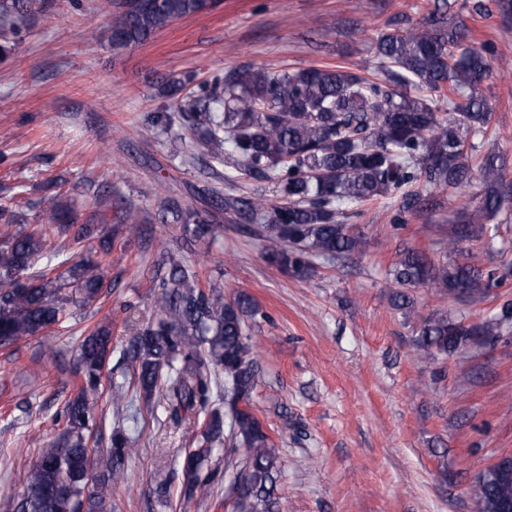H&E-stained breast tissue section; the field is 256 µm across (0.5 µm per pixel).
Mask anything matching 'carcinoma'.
Instances as JSON below:
<instances>
[{"instance_id": "cac0c4a2", "label": "carcinoma", "mask_w": 512, "mask_h": 512, "mask_svg": "<svg viewBox=\"0 0 512 512\" xmlns=\"http://www.w3.org/2000/svg\"><path fill=\"white\" fill-rule=\"evenodd\" d=\"M35 0H0V60L14 54L20 30ZM477 15L512 20V0H471ZM212 8L211 0H99L112 16V44L143 43L175 21ZM448 0L434 3L426 25L396 18L375 43L378 73L369 76L343 66L276 70L231 68L184 91L167 81L162 92L177 97L176 112L193 148L224 163L231 183L260 178L273 185L277 200L261 195H227L207 216L174 198L161 200L158 219L183 225L191 241L213 233L222 213L255 227L266 242L267 262L305 276L316 262L340 263L358 254L363 237L343 219L362 204L401 195L392 218L407 223L423 193L446 189L461 200L462 213L448 225V237L426 251L408 247L386 271L398 310L415 316L417 349L427 358L495 345L512 335V247L496 240L492 220L512 202L505 159L481 153L491 123L485 95L502 53L491 42L467 45V32L448 24ZM481 190L467 195L472 179ZM29 230L23 213L0 203V346L32 338L68 323L112 291L102 261L112 254L114 234L103 219L77 223L75 206L54 194L37 203ZM126 239L138 238V210L117 217ZM73 245L95 241V254L34 269L52 234ZM494 251L498 264L484 269L470 261V247ZM155 317L133 327L124 355L133 385L150 400L159 391L167 418L178 425L189 414L203 416L197 446L186 450L181 469L183 512L212 493L208 463L215 445L229 443L224 457L225 498L233 512H279L282 462L267 428L250 404L261 380L254 357L251 323L259 309L246 294L224 299V289L200 286L196 275L164 255L158 263ZM429 287L452 302H496L494 313L471 323L463 315L413 308V288ZM73 374L77 394L58 413L61 439L41 449L26 469L23 491L4 503L5 512H112V488L126 483L125 461L137 452L123 433L111 446L91 448V421L102 377L112 357V329L97 324L78 345ZM224 373V409L211 406L216 377ZM113 415L130 402L126 382H111ZM477 512H512V464H488L468 484Z\"/></svg>"}]
</instances>
